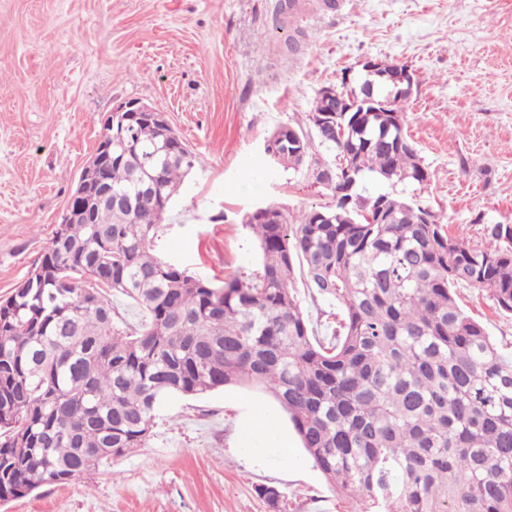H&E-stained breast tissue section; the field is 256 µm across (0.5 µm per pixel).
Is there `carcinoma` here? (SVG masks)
<instances>
[{"mask_svg":"<svg viewBox=\"0 0 512 512\" xmlns=\"http://www.w3.org/2000/svg\"><path fill=\"white\" fill-rule=\"evenodd\" d=\"M308 121L310 132L277 127L266 152L311 172L343 155L353 177L317 180L332 205L254 213L261 266L218 286L154 254L168 209L145 210L150 191L174 198L195 155L145 113L112 116L102 177L127 208L84 196L83 215L58 225L0 301V502L144 447L170 396L254 385L356 512H512V359L455 299L467 284L512 315V224L468 247L413 199L363 196L368 177L426 181L387 113ZM299 278L342 312L325 340L297 302ZM104 288L132 300L141 324L116 325ZM257 493L285 510L277 488Z\"/></svg>","mask_w":512,"mask_h":512,"instance_id":"1","label":"carcinoma"}]
</instances>
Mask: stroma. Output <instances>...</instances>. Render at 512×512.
I'll return each instance as SVG.
<instances>
[{"label": "stroma", "mask_w": 512, "mask_h": 512, "mask_svg": "<svg viewBox=\"0 0 512 512\" xmlns=\"http://www.w3.org/2000/svg\"><path fill=\"white\" fill-rule=\"evenodd\" d=\"M0 0V300L46 252L104 123L120 103L163 110L196 155L154 240L162 260L221 282L252 274L243 224L276 204H332L306 170L273 162L279 126L308 127L318 92L366 59L418 79L404 132L429 172L396 186L473 246L512 224V0ZM459 305L512 358V315L463 285ZM290 458H283L282 444ZM350 512L260 387L172 396L145 447L0 512Z\"/></svg>", "instance_id": "obj_1"}]
</instances>
